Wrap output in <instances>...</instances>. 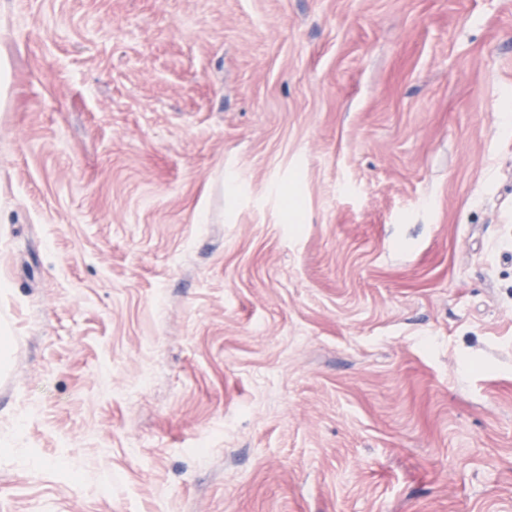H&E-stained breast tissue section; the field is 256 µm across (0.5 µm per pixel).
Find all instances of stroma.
Here are the masks:
<instances>
[{
	"instance_id": "1",
	"label": "stroma",
	"mask_w": 512,
	"mask_h": 512,
	"mask_svg": "<svg viewBox=\"0 0 512 512\" xmlns=\"http://www.w3.org/2000/svg\"><path fill=\"white\" fill-rule=\"evenodd\" d=\"M0 512H512V0H0Z\"/></svg>"
}]
</instances>
